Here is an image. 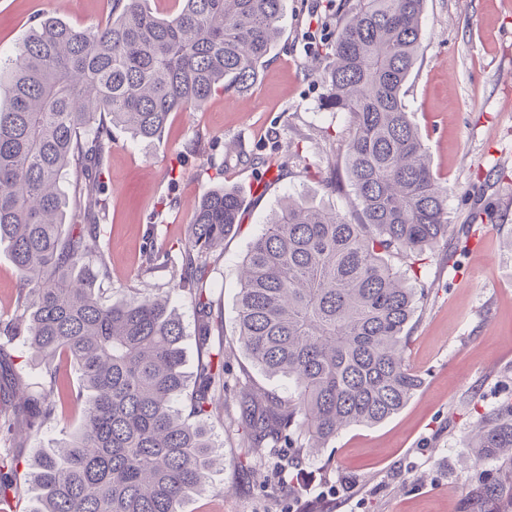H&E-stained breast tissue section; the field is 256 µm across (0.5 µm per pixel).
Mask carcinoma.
<instances>
[{
    "mask_svg": "<svg viewBox=\"0 0 512 512\" xmlns=\"http://www.w3.org/2000/svg\"><path fill=\"white\" fill-rule=\"evenodd\" d=\"M425 2L342 4L326 47L327 106L353 118L345 177L359 219L289 196L250 243L239 338L261 373L291 384L286 396L239 391L250 448H325L351 425L398 413L422 385L404 360L417 292L387 256L448 239V187L402 103ZM110 3L112 21L94 29L38 20L0 73L9 102L0 107V244L8 243L21 307L0 316V335L24 336L44 366L34 389L11 392L0 434L20 417L36 431L51 421L63 399L62 361L80 370L68 398L82 426L32 464V512H180L208 486L217 446L206 423L228 389L224 354L207 348L206 284L240 224L239 192L202 195L173 270L175 287L198 308L204 348L186 416L184 327L170 296L105 305L95 293L108 273L107 206L93 195L111 127L153 139L172 113L199 108L216 88L254 82L281 35L283 0H178L165 17L148 0ZM467 447L490 469L462 488L459 512H512V403L487 412ZM16 467L0 455L1 501L14 493Z\"/></svg>",
    "mask_w": 512,
    "mask_h": 512,
    "instance_id": "1",
    "label": "carcinoma"
}]
</instances>
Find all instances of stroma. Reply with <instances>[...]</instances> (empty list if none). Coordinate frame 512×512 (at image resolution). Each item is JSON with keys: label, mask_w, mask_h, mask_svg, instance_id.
I'll return each instance as SVG.
<instances>
[{"label": "stroma", "mask_w": 512, "mask_h": 512, "mask_svg": "<svg viewBox=\"0 0 512 512\" xmlns=\"http://www.w3.org/2000/svg\"><path fill=\"white\" fill-rule=\"evenodd\" d=\"M44 15L95 28L111 11L109 0H0L1 60L14 58L33 19ZM338 21L336 7L323 0H285L282 34L251 87L215 91L202 111L175 113L150 141L113 129L103 165L109 214L100 231L109 267L97 293L106 304L171 293L169 270H146V253L161 245L179 256L195 201L215 187L238 188L241 223L208 279V346L223 351L229 382L249 377L281 395L287 383L261 375L239 342V269L286 194L358 216L343 182L352 119L325 105L330 60L323 52ZM422 28L403 101L434 173L448 183V241L416 263L400 256L392 263L425 289L404 353L423 384L398 414L342 430L285 471L271 450L265 467H256L239 399L226 394L208 424L227 464L182 512H458L457 487L482 469L467 435L484 412L512 399V251L505 246L512 238V0H426ZM198 137L207 149L202 156L186 149ZM297 149L309 167L291 162L276 172L262 164ZM501 167L506 177L495 176ZM333 175L341 180L335 189L327 184ZM478 200L498 209L501 221L471 223ZM462 238L466 251L449 261L450 245ZM173 303L192 382L201 356L198 313L189 295H174ZM41 370L22 340L0 339V389L36 382ZM80 425L70 404L39 433L17 424L10 453L18 461L22 512L31 506L29 473L38 452Z\"/></svg>", "instance_id": "35a3bbf8"}]
</instances>
